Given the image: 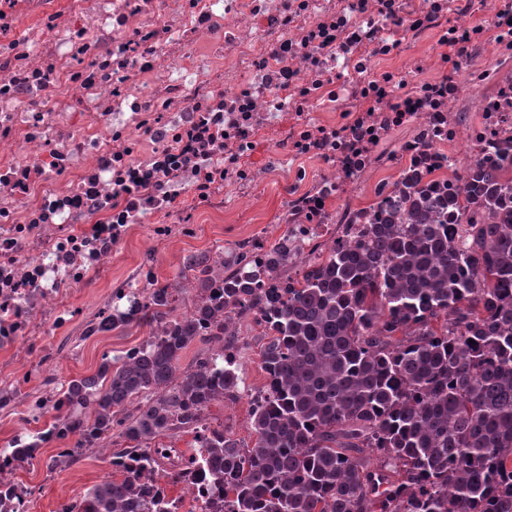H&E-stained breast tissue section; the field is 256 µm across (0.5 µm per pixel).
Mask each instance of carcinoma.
Wrapping results in <instances>:
<instances>
[{
  "label": "carcinoma",
  "instance_id": "carcinoma-1",
  "mask_svg": "<svg viewBox=\"0 0 512 512\" xmlns=\"http://www.w3.org/2000/svg\"><path fill=\"white\" fill-rule=\"evenodd\" d=\"M445 214L454 224L438 223ZM287 250L285 240L269 245L270 264L287 262ZM211 266L208 252L186 260L201 287ZM257 278H224L222 318L204 302L178 314L159 288L141 314L89 326L87 337L132 324L163 335L67 383L83 446L123 438L132 446L117 455L151 471L182 459L152 441L197 429L209 404L248 392L232 336L254 313L267 338L265 397L250 400L254 443L219 429L197 438V454L224 485V512H512L509 167L477 164L463 200L416 182L393 219L364 224L326 252L313 248L288 287ZM197 339L216 349L181 368ZM70 508L166 512L126 475Z\"/></svg>",
  "mask_w": 512,
  "mask_h": 512
}]
</instances>
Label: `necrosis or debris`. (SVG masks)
<instances>
[{
  "instance_id": "obj_1",
  "label": "necrosis or debris",
  "mask_w": 512,
  "mask_h": 512,
  "mask_svg": "<svg viewBox=\"0 0 512 512\" xmlns=\"http://www.w3.org/2000/svg\"><path fill=\"white\" fill-rule=\"evenodd\" d=\"M507 155L512 0H0V411L76 449L45 339L95 278L105 314L150 305L152 262L111 276L130 238L236 222L270 185L299 265L408 178L462 198ZM10 445L0 512H31ZM184 487L169 512H224L206 467Z\"/></svg>"
}]
</instances>
